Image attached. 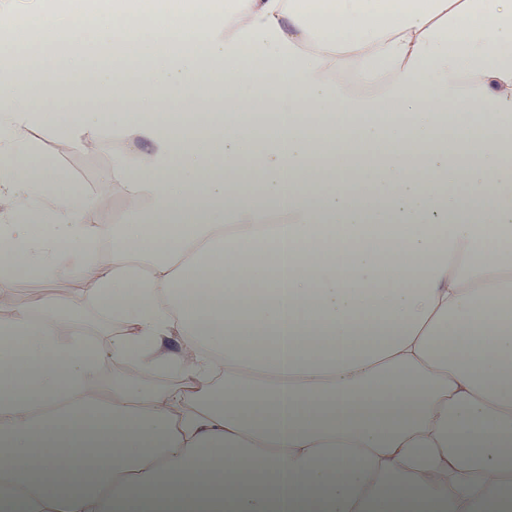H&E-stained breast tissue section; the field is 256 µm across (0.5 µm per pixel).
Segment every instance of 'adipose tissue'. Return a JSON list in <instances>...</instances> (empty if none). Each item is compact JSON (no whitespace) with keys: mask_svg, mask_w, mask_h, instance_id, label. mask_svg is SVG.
<instances>
[{"mask_svg":"<svg viewBox=\"0 0 512 512\" xmlns=\"http://www.w3.org/2000/svg\"><path fill=\"white\" fill-rule=\"evenodd\" d=\"M28 33L99 50L0 67V189L44 198L0 226V301L79 281L114 359L181 384L103 393L64 310H16L0 512H512V0H86ZM35 125L118 140L109 264L61 266L94 199L32 179ZM12 288L16 294L21 295V300L18 307H23L26 302L35 294L40 293L41 296L50 295L53 292L50 286L40 278L35 281H30L24 273L18 274L13 283Z\"/></svg>","mask_w":512,"mask_h":512,"instance_id":"ef3b65f1","label":"adipose tissue"}]
</instances>
